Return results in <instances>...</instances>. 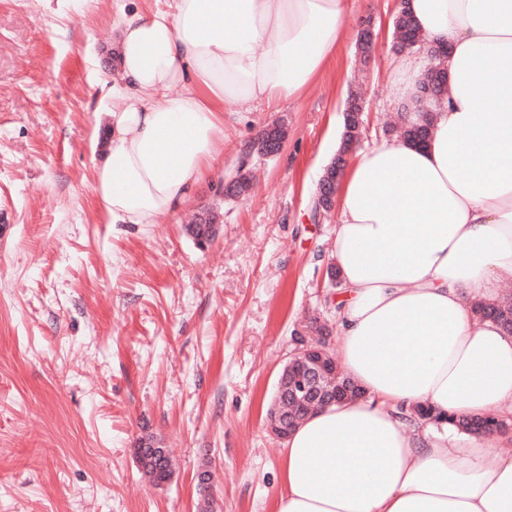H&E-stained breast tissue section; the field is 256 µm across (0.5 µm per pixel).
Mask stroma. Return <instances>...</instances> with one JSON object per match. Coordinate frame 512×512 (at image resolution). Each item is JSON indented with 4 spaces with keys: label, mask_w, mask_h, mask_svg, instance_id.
Here are the masks:
<instances>
[{
    "label": "stroma",
    "mask_w": 512,
    "mask_h": 512,
    "mask_svg": "<svg viewBox=\"0 0 512 512\" xmlns=\"http://www.w3.org/2000/svg\"><path fill=\"white\" fill-rule=\"evenodd\" d=\"M167 0H0V512H275L284 441L267 429L294 335L326 323L338 211L319 180L350 95L359 149L385 134L398 0H351L347 36L299 99L224 108V155L192 201L156 224H106L94 137L122 86L109 49L123 16ZM377 42L360 58L357 28ZM275 155L253 150L273 121ZM244 194L217 189L239 175ZM207 209L217 232L189 226ZM167 449L154 482L138 450Z\"/></svg>",
    "instance_id": "1"
}]
</instances>
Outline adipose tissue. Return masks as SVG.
<instances>
[{
	"mask_svg": "<svg viewBox=\"0 0 512 512\" xmlns=\"http://www.w3.org/2000/svg\"><path fill=\"white\" fill-rule=\"evenodd\" d=\"M449 46L426 144L391 138L341 182L332 262L345 374L366 398L308 416L276 512H512V454L449 442L444 416L512 405V336L474 299L512 280V0H406ZM349 0H168L118 26L123 90L92 170L109 224L182 209L224 152V106L301 96L346 37Z\"/></svg>",
	"mask_w": 512,
	"mask_h": 512,
	"instance_id": "ef3b65f1",
	"label": "adipose tissue"
}]
</instances>
